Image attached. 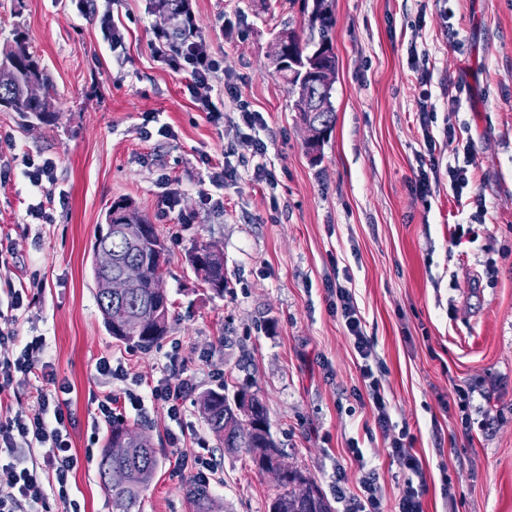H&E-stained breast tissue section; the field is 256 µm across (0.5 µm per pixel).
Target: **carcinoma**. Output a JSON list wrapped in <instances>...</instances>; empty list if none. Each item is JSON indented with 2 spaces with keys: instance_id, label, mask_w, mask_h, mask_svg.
<instances>
[{
  "instance_id": "1",
  "label": "carcinoma",
  "mask_w": 512,
  "mask_h": 512,
  "mask_svg": "<svg viewBox=\"0 0 512 512\" xmlns=\"http://www.w3.org/2000/svg\"><path fill=\"white\" fill-rule=\"evenodd\" d=\"M312 2L308 13L310 36L306 41L287 29L281 31L274 51L273 60L283 64V70H288V55L300 59L311 51L321 48L323 54L317 59L318 68L329 72L336 70V54L333 50V28L336 20L330 8L329 0H304ZM32 78L42 88L49 89L47 75L39 60L30 53L24 42L14 41V47L4 53L0 60V102L6 104L14 112L34 116L40 120L51 115L50 98L47 95L28 96L24 86L27 79ZM319 82L316 74H309L300 83L296 80L288 82V92L294 98V107L302 117L303 122L312 124L316 134L315 142L307 145L308 153L314 154L312 161L317 162L321 157V149L325 144L328 132L335 121V107L332 101L333 86L322 87L323 100L328 109L318 113L313 120H308L305 97L307 89ZM116 215H108L109 223L125 224L131 231L140 226L149 228L150 236L157 249L139 250L133 247L127 236L101 233L96 238L99 243L112 246V257L117 263L139 261L145 266V275L140 288L129 296L111 298L102 285L110 277V273L92 267L93 279L96 284V299L109 331L115 326L123 325L126 317L139 314L152 319L153 333L145 336L129 327L118 338L135 344L148 351L167 334L169 327V298L156 294L152 288L153 282L161 278L163 264L166 262V244L155 225L132 208L124 199L115 203ZM203 254L207 259V268L202 281L208 287L224 282V258L222 254L209 253V245L194 246L189 255L190 263H196L198 255ZM246 392H238L234 398L223 397V393L208 390L200 398V409L209 429L217 439L224 444V449L235 452L240 448H267L270 457L280 456L279 449L273 440L266 410L262 401L255 395L250 398V404H244ZM250 410L252 420L246 424L238 419L243 409ZM129 426L112 422V430L107 448L103 450L99 463L101 479L112 480V512H135L143 493L150 485L159 465L157 451L152 446L129 448L121 453L111 451L112 442L116 441L118 431L127 430ZM188 494L195 503L197 512H210V493L204 484L194 483L188 487ZM269 512H333L332 505L324 496L319 485L303 471L292 468L279 481V492L269 505Z\"/></svg>"
}]
</instances>
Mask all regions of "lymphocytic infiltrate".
Returning <instances> with one entry per match:
<instances>
[{
  "instance_id": "f902f5d3",
  "label": "lymphocytic infiltrate",
  "mask_w": 512,
  "mask_h": 512,
  "mask_svg": "<svg viewBox=\"0 0 512 512\" xmlns=\"http://www.w3.org/2000/svg\"><path fill=\"white\" fill-rule=\"evenodd\" d=\"M151 50L154 58L172 71L189 75L188 90L199 111L205 112L211 121H218L221 111L213 101L212 92L221 62L206 39L193 35L183 40L174 37L169 29L158 28L154 31ZM408 67L419 88L417 116L426 155L424 166L417 173L415 192L420 199H427L432 196L435 185L444 179L454 199H461L464 190L471 188L474 182L471 170L474 148L460 140L455 128L445 129L439 137L433 132L436 106L432 101L429 54L409 47ZM443 146L448 149V168L444 171L435 159L437 149ZM5 153L21 160L24 176L41 197L34 208L37 218L45 223L52 222L54 199L48 195L47 185L55 180L54 161L35 160L9 133L0 135V154ZM5 294L7 308L0 310V347L16 345L20 352L15 358L0 360V381H11L17 372L33 377L39 383L36 390L39 410L29 413L19 409L13 416L0 419V454L10 457L9 462H0V512H27L30 506L45 504L51 495L67 505L71 502L69 479L77 465L69 433L74 425L67 408L70 387L57 378L47 354L45 336L25 339L19 336V312L24 307L27 289L9 288ZM335 295L336 307L361 360L359 370L367 399L376 413V424L387 443L388 455L407 474L396 504L397 512H423L426 479L423 464L412 450L413 438L408 428H395L391 421L390 406L379 375L382 362L364 334L363 317L351 290L340 286Z\"/></svg>"
}]
</instances>
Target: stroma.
Here are the masks:
<instances>
[{
	"mask_svg": "<svg viewBox=\"0 0 512 512\" xmlns=\"http://www.w3.org/2000/svg\"><path fill=\"white\" fill-rule=\"evenodd\" d=\"M338 60L335 126L312 163L306 132L272 57L282 28L308 34L302 0H195L197 33L224 59L241 101L260 112L267 146L257 158L236 122V102L216 80L223 113L210 121L193 103L188 77L157 62L155 27L170 26L153 0H0V53L22 34L53 86L55 114L42 123L0 107V132L35 159L57 165L50 224L30 216L40 201L21 161L5 159L0 181V282L43 288L18 330L44 335L59 380L72 389L70 430L77 466L70 497L81 512H112L99 475L110 429L97 401L111 394L116 419L141 423L159 466L138 512H195L190 473L178 455L207 448L215 472L213 512H268L275 478L247 451L227 453L199 400L219 386L262 399L271 435L290 467L316 479L335 512L336 473L355 493L358 441L380 474L388 505L405 475L388 456L363 389L357 354L328 291L351 289L363 330L383 363L395 426H408L428 491L425 512H512V0H334ZM111 10L125 47L111 51L98 14ZM457 31L462 49L448 46ZM434 63L435 133L454 126L474 146L475 181L462 201L440 185L430 204L414 194L418 91L410 46ZM462 87L459 111L442 101ZM264 162L271 181L251 174ZM240 177L220 189L224 164ZM172 205H165L166 190ZM212 190L211 204L200 193ZM129 199L166 240L162 282L170 329L144 351L105 328L91 274L92 246L114 201ZM462 237H455L457 227ZM224 256L223 294L197 279L187 257L197 244ZM125 376L102 382L100 358ZM184 361L192 390L179 414L148 387ZM475 391L469 435L441 399L453 385ZM137 394L139 406L128 396ZM451 486L453 499L442 494Z\"/></svg>",
	"mask_w": 512,
	"mask_h": 512,
	"instance_id": "35a3bbf8",
	"label": "stroma"
}]
</instances>
